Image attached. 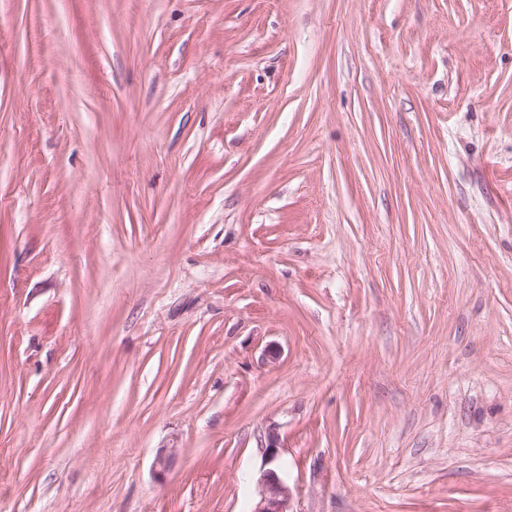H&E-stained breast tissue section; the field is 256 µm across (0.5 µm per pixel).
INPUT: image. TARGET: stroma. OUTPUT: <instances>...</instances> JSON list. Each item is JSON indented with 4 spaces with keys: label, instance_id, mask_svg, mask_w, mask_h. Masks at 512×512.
I'll return each mask as SVG.
<instances>
[{
    "label": "stroma",
    "instance_id": "1",
    "mask_svg": "<svg viewBox=\"0 0 512 512\" xmlns=\"http://www.w3.org/2000/svg\"><path fill=\"white\" fill-rule=\"evenodd\" d=\"M271 427L512 512V0H0V512H250Z\"/></svg>",
    "mask_w": 512,
    "mask_h": 512
}]
</instances>
